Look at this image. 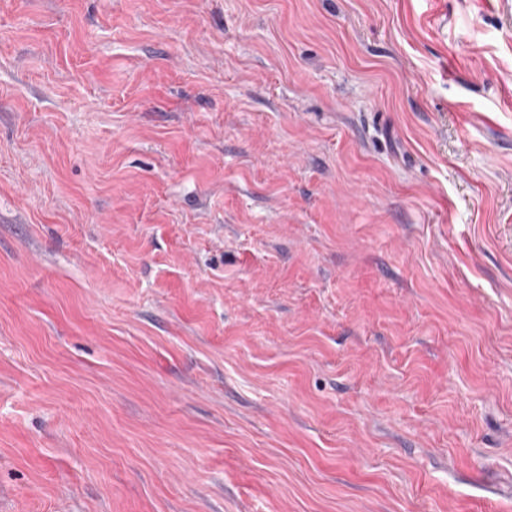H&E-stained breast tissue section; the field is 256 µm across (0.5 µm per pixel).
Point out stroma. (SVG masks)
I'll use <instances>...</instances> for the list:
<instances>
[{"mask_svg":"<svg viewBox=\"0 0 512 512\" xmlns=\"http://www.w3.org/2000/svg\"><path fill=\"white\" fill-rule=\"evenodd\" d=\"M0 512H512V0H0Z\"/></svg>","mask_w":512,"mask_h":512,"instance_id":"obj_1","label":"stroma"}]
</instances>
